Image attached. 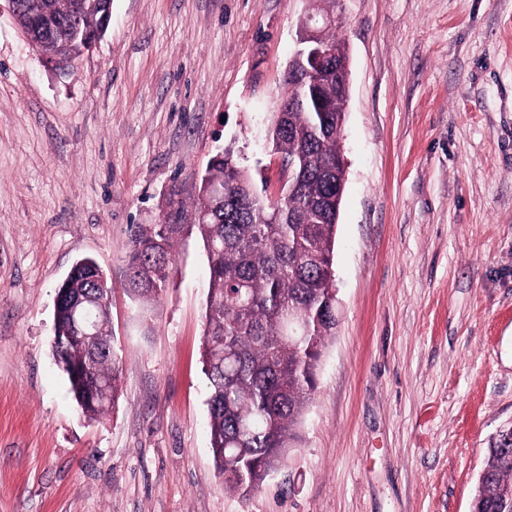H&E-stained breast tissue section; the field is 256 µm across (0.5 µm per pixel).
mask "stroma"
<instances>
[{
  "mask_svg": "<svg viewBox=\"0 0 512 512\" xmlns=\"http://www.w3.org/2000/svg\"><path fill=\"white\" fill-rule=\"evenodd\" d=\"M310 0H112L59 71L0 0V512H471L512 422V0H342L350 91L340 323L285 466L226 492L207 432V260L125 290L128 241L211 159L266 148ZM112 281L120 397L86 416L52 355L80 258Z\"/></svg>",
  "mask_w": 512,
  "mask_h": 512,
  "instance_id": "1",
  "label": "stroma"
}]
</instances>
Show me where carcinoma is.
<instances>
[{
  "label": "carcinoma",
  "mask_w": 512,
  "mask_h": 512,
  "mask_svg": "<svg viewBox=\"0 0 512 512\" xmlns=\"http://www.w3.org/2000/svg\"><path fill=\"white\" fill-rule=\"evenodd\" d=\"M46 18L55 26L101 28L100 12L70 13V0H50ZM326 26L320 41L335 64L347 66L345 43ZM284 112L273 115L271 147L298 159V185L288 204L274 206L249 194L250 174L228 156L201 178L197 202L178 199L162 224H138L128 247L127 291L156 297L183 232L199 234L208 264V301L202 363L208 381L210 447L224 489L246 496L268 472L282 466L299 441L302 418L312 402L316 374L328 338L336 334L333 252L342 197L340 153L346 99L327 73L326 111L297 104L299 87L285 80ZM97 263L83 258L61 287L71 298L108 297L112 288L91 274ZM308 326L305 342L288 341V318ZM54 355L78 370L67 375L81 409L104 415L119 398V368L110 323H99L95 343L69 337L70 310L54 317ZM472 512H512V439L491 438L479 475Z\"/></svg>",
  "instance_id": "1"
}]
</instances>
